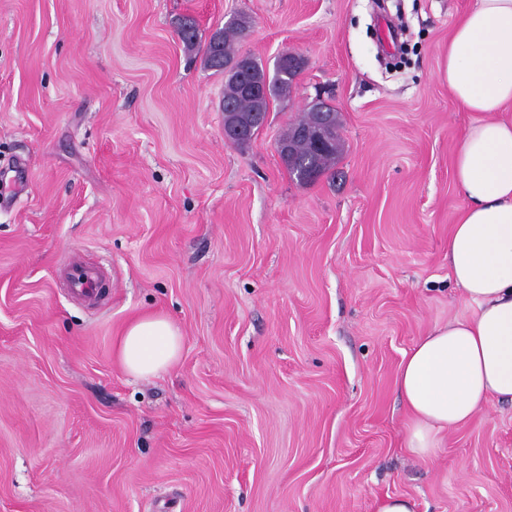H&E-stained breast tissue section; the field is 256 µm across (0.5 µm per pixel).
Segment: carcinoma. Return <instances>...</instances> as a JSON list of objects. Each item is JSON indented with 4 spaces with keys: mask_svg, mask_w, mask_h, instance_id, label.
Listing matches in <instances>:
<instances>
[{
    "mask_svg": "<svg viewBox=\"0 0 512 512\" xmlns=\"http://www.w3.org/2000/svg\"><path fill=\"white\" fill-rule=\"evenodd\" d=\"M251 26V19L246 15H238L224 26L216 28L209 36L205 45L202 62L206 69L224 75L223 102L233 108L235 115L233 123L241 126L255 136L264 126L268 115L269 100L286 99L290 96L297 78V73L284 66L274 69L273 75H268L257 59H252L253 76L268 86V99L264 100L261 108H255L254 102L244 93L242 80L233 72V67L242 53L237 45ZM178 35L186 51L192 53L198 47V27L196 20L186 16L178 26ZM312 119L311 108H306L301 116L281 134L277 145H291V152L278 151L279 157L288 172L304 182L300 174L308 172L313 175L315 182L336 165V160L342 153L343 144L340 135H335L331 147L320 149L312 142L301 137L300 131Z\"/></svg>",
    "mask_w": 512,
    "mask_h": 512,
    "instance_id": "1",
    "label": "carcinoma"
}]
</instances>
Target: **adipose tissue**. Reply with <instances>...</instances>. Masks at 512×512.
<instances>
[{
    "label": "adipose tissue",
    "instance_id": "obj_1",
    "mask_svg": "<svg viewBox=\"0 0 512 512\" xmlns=\"http://www.w3.org/2000/svg\"><path fill=\"white\" fill-rule=\"evenodd\" d=\"M445 74L460 109L479 115L454 157L465 204L448 238L450 276L474 311L420 337L398 368L407 446L422 459L490 401L512 403V0H477L451 32ZM182 345L180 329L152 313L125 325L114 354L125 373L149 378Z\"/></svg>",
    "mask_w": 512,
    "mask_h": 512
}]
</instances>
